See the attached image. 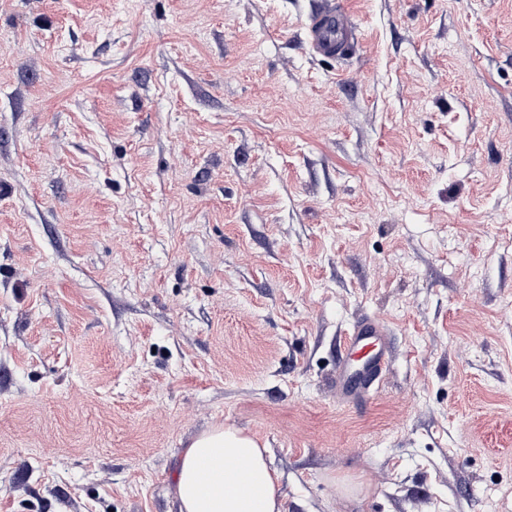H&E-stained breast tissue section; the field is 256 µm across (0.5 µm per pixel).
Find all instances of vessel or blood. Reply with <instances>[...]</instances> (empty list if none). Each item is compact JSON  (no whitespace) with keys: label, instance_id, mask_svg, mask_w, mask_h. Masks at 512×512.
I'll list each match as a JSON object with an SVG mask.
<instances>
[{"label":"vessel or blood","instance_id":"b4317fda","mask_svg":"<svg viewBox=\"0 0 512 512\" xmlns=\"http://www.w3.org/2000/svg\"><path fill=\"white\" fill-rule=\"evenodd\" d=\"M309 48L318 55L349 51L358 41V28L351 14L336 0H322V6L311 14L306 28ZM342 351L364 357L367 363L365 387L353 384L346 375L345 364L336 368V392L346 398L365 396L367 385L383 377L391 353V332L375 317L366 315L348 333Z\"/></svg>","mask_w":512,"mask_h":512}]
</instances>
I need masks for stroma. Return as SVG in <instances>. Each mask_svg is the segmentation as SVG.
I'll return each mask as SVG.
<instances>
[{
  "label": "stroma",
  "instance_id": "obj_1",
  "mask_svg": "<svg viewBox=\"0 0 512 512\" xmlns=\"http://www.w3.org/2000/svg\"><path fill=\"white\" fill-rule=\"evenodd\" d=\"M0 0V512H512V0ZM389 327L337 401L341 341ZM312 13L306 28L309 48L318 55L349 51L358 41V28L351 14L332 0H323ZM370 339L380 343L374 355L370 354ZM391 348V332L384 323L371 315H365L357 321L345 338L342 351L346 356L356 354L358 357L366 358L368 373L363 384L366 387L361 388L353 384L346 375V365L339 362L336 368V394L350 400L365 396L369 392V387L386 372ZM266 452L233 426L215 425L196 436L177 469L180 512H282V495ZM206 461L216 466L209 475L202 473L210 469Z\"/></svg>",
  "mask_w": 512,
  "mask_h": 512
}]
</instances>
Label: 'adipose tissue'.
Returning <instances> with one entry per match:
<instances>
[{
    "label": "adipose tissue",
    "instance_id": "1",
    "mask_svg": "<svg viewBox=\"0 0 512 512\" xmlns=\"http://www.w3.org/2000/svg\"><path fill=\"white\" fill-rule=\"evenodd\" d=\"M214 464L203 474L201 462ZM181 512H282L266 451L241 429L216 425L184 449L176 474Z\"/></svg>",
    "mask_w": 512,
    "mask_h": 512
}]
</instances>
